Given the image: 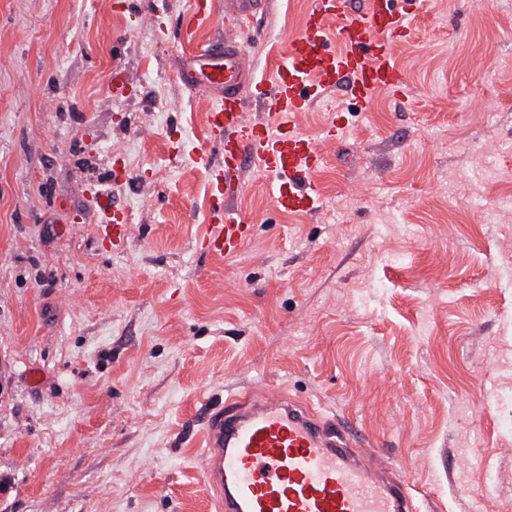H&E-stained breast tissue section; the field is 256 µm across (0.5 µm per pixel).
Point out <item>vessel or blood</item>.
I'll return each instance as SVG.
<instances>
[{
    "label": "vessel or blood",
    "mask_w": 512,
    "mask_h": 512,
    "mask_svg": "<svg viewBox=\"0 0 512 512\" xmlns=\"http://www.w3.org/2000/svg\"><path fill=\"white\" fill-rule=\"evenodd\" d=\"M411 2L365 0L362 9L351 10L345 0H310L303 25L289 36L268 79L243 81L235 32H225L223 46H197L203 67L187 70V81L224 92L212 104L208 122L222 136L216 186L225 197L242 193L239 174L248 165L272 180L279 209L316 208L321 194L313 173L322 151L297 129L295 119L342 83L364 105L381 91L407 94L394 47L411 33ZM248 96L258 102L265 121H245ZM94 205L102 215V236L123 244L128 238L123 212L101 194ZM252 236L245 215L227 205L210 217L203 243L208 254L229 258ZM349 436L340 420L297 402L227 396L204 430L202 466L217 512H411L406 478L376 455L353 450Z\"/></svg>",
    "instance_id": "1"
}]
</instances>
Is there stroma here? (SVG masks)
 <instances>
[{
  "label": "stroma",
  "instance_id": "1",
  "mask_svg": "<svg viewBox=\"0 0 512 512\" xmlns=\"http://www.w3.org/2000/svg\"><path fill=\"white\" fill-rule=\"evenodd\" d=\"M193 2L0 0V512H215L201 430L246 388L340 417L417 512H512V0H426L406 97L299 115L321 202L281 211L245 170L227 259L203 246L215 93L180 73L229 28L271 75L308 0H215L189 41ZM94 206L102 214L100 227L102 236L115 247L123 244L128 238V224L124 213L112 209V203L103 194L94 197Z\"/></svg>",
  "mask_w": 512,
  "mask_h": 512
}]
</instances>
